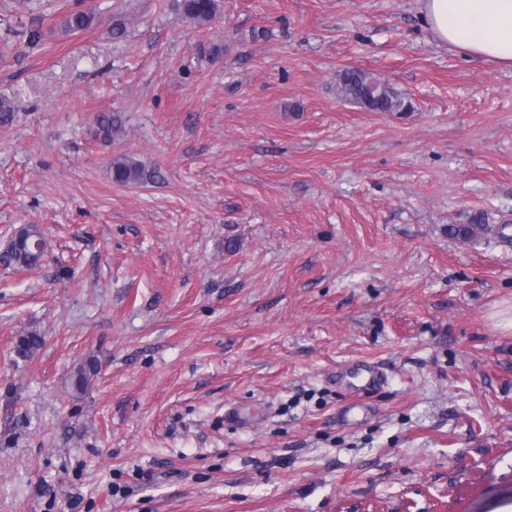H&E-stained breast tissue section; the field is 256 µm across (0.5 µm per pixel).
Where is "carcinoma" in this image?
Instances as JSON below:
<instances>
[{
    "instance_id": "cac0c4a2",
    "label": "carcinoma",
    "mask_w": 512,
    "mask_h": 512,
    "mask_svg": "<svg viewBox=\"0 0 512 512\" xmlns=\"http://www.w3.org/2000/svg\"><path fill=\"white\" fill-rule=\"evenodd\" d=\"M174 9L184 18L200 26L211 23L218 9L217 0H173ZM94 13L87 10H74L63 20L68 33L80 32L91 26ZM337 95L348 103L355 104L370 112L404 113L414 109L413 103L405 94L387 83L381 82L373 74L359 68H346L337 75ZM95 136L108 142L112 132L121 124V117L114 113L96 116ZM110 170L117 184L127 185L140 182L145 177L142 164L131 156L122 155L112 159ZM505 226L489 224L488 214L476 212L465 224L448 225V236L462 241H473L481 235H492L507 240ZM46 241L41 228L27 224L18 229L5 243L0 260L16 269H30L39 264L45 252ZM44 337L36 332L19 337L15 353L22 359H30L41 349ZM97 374L94 359L80 363L73 373L74 390L81 393L87 389Z\"/></svg>"
}]
</instances>
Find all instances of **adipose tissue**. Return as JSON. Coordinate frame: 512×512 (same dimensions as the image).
<instances>
[{
  "mask_svg": "<svg viewBox=\"0 0 512 512\" xmlns=\"http://www.w3.org/2000/svg\"><path fill=\"white\" fill-rule=\"evenodd\" d=\"M421 14L440 42L512 67V0H421Z\"/></svg>",
  "mask_w": 512,
  "mask_h": 512,
  "instance_id": "adipose-tissue-1",
  "label": "adipose tissue"
}]
</instances>
